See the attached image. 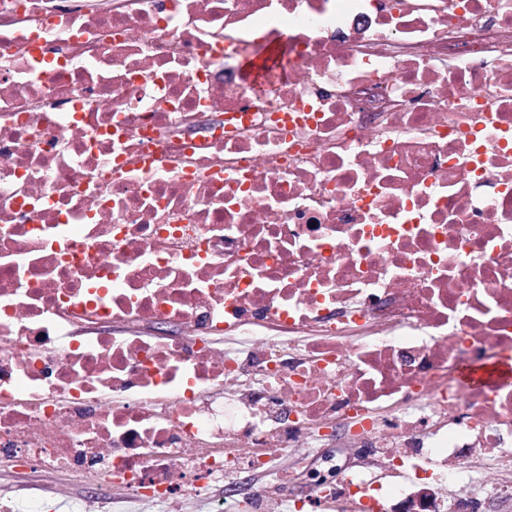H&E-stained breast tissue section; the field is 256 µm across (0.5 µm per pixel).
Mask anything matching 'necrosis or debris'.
I'll list each match as a JSON object with an SVG mask.
<instances>
[{
  "instance_id": "necrosis-or-debris-1",
  "label": "necrosis or debris",
  "mask_w": 512,
  "mask_h": 512,
  "mask_svg": "<svg viewBox=\"0 0 512 512\" xmlns=\"http://www.w3.org/2000/svg\"><path fill=\"white\" fill-rule=\"evenodd\" d=\"M509 361L512 0H0V457L110 492L42 507L482 512ZM344 443H346L344 437L342 435H338L336 437V439H334V441L330 442V444H331L330 447H334V448H315L314 450L309 452L307 455H304L301 457H297L289 449L288 453L285 452L284 455L286 456V461L289 466L290 474L293 475L296 473H300L310 466H312V467L319 466V464H320L319 458L322 455L338 453V451H336V445H342Z\"/></svg>"
}]
</instances>
